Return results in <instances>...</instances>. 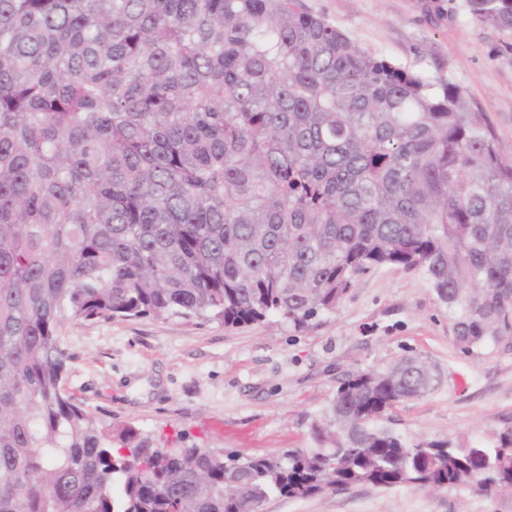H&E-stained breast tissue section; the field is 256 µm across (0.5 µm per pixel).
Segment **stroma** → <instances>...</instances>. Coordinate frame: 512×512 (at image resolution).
Masks as SVG:
<instances>
[{"label": "stroma", "instance_id": "stroma-1", "mask_svg": "<svg viewBox=\"0 0 512 512\" xmlns=\"http://www.w3.org/2000/svg\"><path fill=\"white\" fill-rule=\"evenodd\" d=\"M362 48L452 80L512 157V30L476 21L466 0H301ZM68 393L112 427L227 453L310 448L312 422L339 383L405 358L426 361L433 389L380 420L407 444H491L512 428V335L463 350L426 276L393 266L361 275L336 312L296 329L180 318L69 323ZM263 512H512V490L369 484L309 498L273 496Z\"/></svg>", "mask_w": 512, "mask_h": 512}]
</instances>
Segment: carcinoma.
<instances>
[{"mask_svg": "<svg viewBox=\"0 0 512 512\" xmlns=\"http://www.w3.org/2000/svg\"><path fill=\"white\" fill-rule=\"evenodd\" d=\"M512 29V0H467ZM421 271L465 350L512 334V157L445 78L298 0H0V512H248L362 484L512 489L491 447L374 426L434 376L357 372L316 448L112 434L67 396V323L296 328L373 267Z\"/></svg>", "mask_w": 512, "mask_h": 512, "instance_id": "obj_1", "label": "carcinoma"}]
</instances>
